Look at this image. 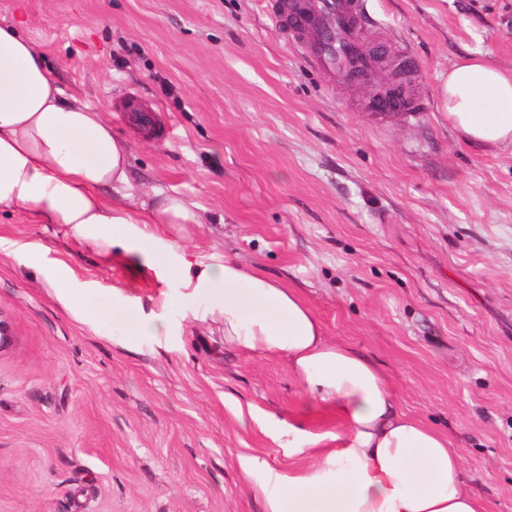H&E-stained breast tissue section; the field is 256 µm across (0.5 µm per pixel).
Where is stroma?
Instances as JSON below:
<instances>
[{"mask_svg": "<svg viewBox=\"0 0 512 512\" xmlns=\"http://www.w3.org/2000/svg\"><path fill=\"white\" fill-rule=\"evenodd\" d=\"M277 9L0 0V23L128 140L145 195L200 215L157 225L164 245L297 289L332 340L385 373L399 409L447 434L490 512H512V148L464 144L440 95L468 52L512 71V0H367L363 42L381 56L365 87L314 67L310 35ZM395 83L421 111L372 109ZM60 263L81 306L51 280ZM157 286L156 270L70 225L0 212V512H263L239 458L289 460L259 418L326 448L346 437L282 359L225 350L202 299L164 308ZM116 288L170 335L129 336Z\"/></svg>", "mask_w": 512, "mask_h": 512, "instance_id": "35a3bbf8", "label": "stroma"}]
</instances>
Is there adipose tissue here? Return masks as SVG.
<instances>
[{"instance_id":"ef3b65f1","label":"adipose tissue","mask_w":512,"mask_h":512,"mask_svg":"<svg viewBox=\"0 0 512 512\" xmlns=\"http://www.w3.org/2000/svg\"><path fill=\"white\" fill-rule=\"evenodd\" d=\"M448 123L471 146H512V74L470 56L441 86ZM130 176L129 151L100 112L66 99L36 45L18 26H0V210L23 209L166 269L156 297L206 302L224 324V347L274 355L305 394L348 424L342 447L267 417L301 468L283 470L259 454L240 468L264 512H489L469 486L447 435L400 410L384 374L332 341L293 288L216 255L187 258L161 247L152 224H195L181 198L145 201Z\"/></svg>"}]
</instances>
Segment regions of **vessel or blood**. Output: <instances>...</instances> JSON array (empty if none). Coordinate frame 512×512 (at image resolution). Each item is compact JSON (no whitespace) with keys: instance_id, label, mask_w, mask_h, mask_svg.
I'll return each instance as SVG.
<instances>
[{"instance_id":"vessel-or-blood-1","label":"vessel or blood","mask_w":512,"mask_h":512,"mask_svg":"<svg viewBox=\"0 0 512 512\" xmlns=\"http://www.w3.org/2000/svg\"><path fill=\"white\" fill-rule=\"evenodd\" d=\"M365 9V0H305L303 13L291 15L290 28L296 33L309 28L334 30L338 52L314 44L311 53L314 63L343 79L356 74L364 76L370 72V62L359 48L358 22Z\"/></svg>"}]
</instances>
